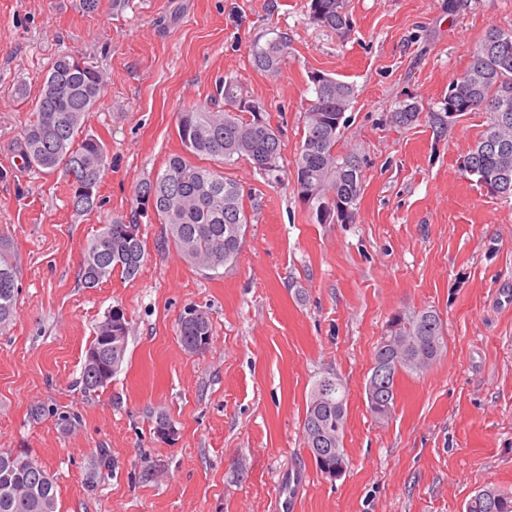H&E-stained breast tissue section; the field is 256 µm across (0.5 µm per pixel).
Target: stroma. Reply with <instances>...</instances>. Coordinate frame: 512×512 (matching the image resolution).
Instances as JSON below:
<instances>
[{"label":"stroma","instance_id":"1","mask_svg":"<svg viewBox=\"0 0 512 512\" xmlns=\"http://www.w3.org/2000/svg\"><path fill=\"white\" fill-rule=\"evenodd\" d=\"M344 35L307 0H0V233L19 270L16 321L0 330V450L27 451L55 477L58 512H278L282 474L308 475L296 512H464L479 488L512 494V200L461 175L486 127L467 112L436 135L428 114L488 28L512 31V0H349ZM287 34L279 75L255 46ZM92 61L106 90L85 122L109 166L99 205L76 212L62 173L16 167L31 105L62 53ZM352 83L362 190L348 224H321L293 190L249 161L214 170L257 194L234 263H187L137 187L182 152L184 109L237 79L293 166L311 71ZM418 103L408 127L399 104ZM134 220L147 259L135 279L80 284L83 254L111 219ZM209 314L208 349L178 337L185 306ZM130 324L125 361L85 392L82 364L112 307ZM436 310L446 353L399 374L391 417L364 387L386 323ZM347 387L350 465L322 475L303 444L306 403L324 373ZM41 415H32L34 407ZM167 414L177 435L153 432Z\"/></svg>","mask_w":512,"mask_h":512}]
</instances>
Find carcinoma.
<instances>
[{"label": "carcinoma", "mask_w": 512, "mask_h": 512, "mask_svg": "<svg viewBox=\"0 0 512 512\" xmlns=\"http://www.w3.org/2000/svg\"><path fill=\"white\" fill-rule=\"evenodd\" d=\"M310 17L316 25L336 33H345L351 27L347 0H309ZM288 36L279 34L263 46L255 47L253 63L270 75L280 72L286 59ZM482 57V68L470 60L465 70L448 83V91L455 93V102L463 112L485 111L488 123L474 147L466 153L476 171L471 176L479 185L501 183V197L512 198V32L489 29L472 56ZM105 91V82L97 66L87 60L63 53L58 56L43 78L32 109V120L23 131V157L28 165L42 172L60 171L70 186V200L74 209L91 211L97 206L98 189L107 165V151L103 142L84 133L87 114L93 111ZM217 92L223 94L224 104H230L248 95L237 81L226 80ZM355 98L352 84L333 76L314 85L313 98L303 116L302 145L295 159L294 181L296 194H301L305 182L312 186L313 197L307 205L318 211L330 196L350 199L356 209L362 189L361 170L350 167L358 162L355 152L341 153L336 145L349 126L348 111ZM420 113L416 103H406L393 114V123L399 127L413 124ZM177 133L184 153L174 154L165 162L164 170L153 180L139 185L136 196L153 199L151 208L160 223L166 225L175 248L190 264L219 273V269L236 259L244 242L249 224L258 210V200L244 194L242 186L223 173L198 165L189 157L200 160L221 159L233 166L240 160L250 161L262 172L269 184L281 181L283 155L281 140L270 125L259 129L252 119L243 117V110H211L205 106L191 107L180 113ZM123 221L113 219L87 247L79 277L83 287L93 289L112 276L115 271L133 279L144 265L143 238L124 240L117 237ZM19 285L16 266L10 258V243L0 235V329L8 327L18 316ZM196 319L179 328L181 344L185 348L200 346L206 350L212 341V326L207 312L195 305ZM103 320L97 326L89 346L102 353L103 363L117 373L124 359L112 362L111 350L105 336L121 337V348L127 350L129 327ZM396 333L408 338L410 354L433 364L445 352V326L440 315L430 309L402 310L395 322ZM391 331L381 337L374 362L386 364L389 384L386 397L368 405L371 414L381 419L394 410L396 378L398 373H420L423 365L412 364L393 354L386 344ZM327 395L316 402L315 393L320 381H315L306 404L302 426L303 443L312 447L310 431L322 428L335 436L333 452L322 460L314 458L315 466L323 474L336 464H349L344 450L347 423L348 392L342 380L332 376ZM9 460V468L0 477V512H56L57 483L50 477L30 493L17 489L30 486L26 452H0V461ZM491 494H476L466 504V512H512V496L489 487Z\"/></svg>", "instance_id": "1"}]
</instances>
